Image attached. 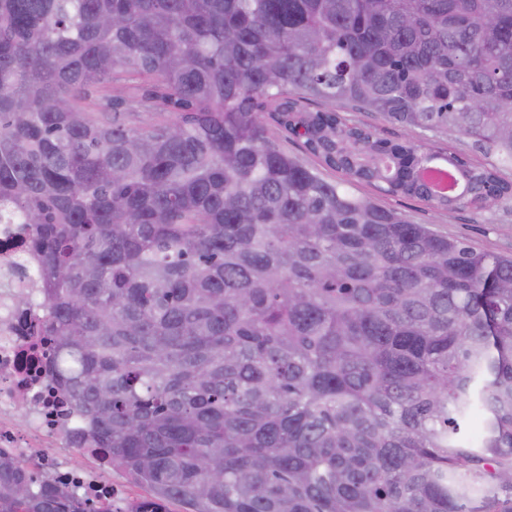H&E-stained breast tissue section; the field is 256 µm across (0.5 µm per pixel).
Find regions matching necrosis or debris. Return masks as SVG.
<instances>
[{"label":"necrosis or debris","mask_w":512,"mask_h":512,"mask_svg":"<svg viewBox=\"0 0 512 512\" xmlns=\"http://www.w3.org/2000/svg\"><path fill=\"white\" fill-rule=\"evenodd\" d=\"M35 266L24 225L0 223V450L25 460L40 450L50 479L91 500L103 491L122 499V490L104 477L105 459L91 467L73 461V449L88 444V422L74 411L44 355L49 339ZM22 297L23 307L17 304Z\"/></svg>","instance_id":"4bbe7bcc"}]
</instances>
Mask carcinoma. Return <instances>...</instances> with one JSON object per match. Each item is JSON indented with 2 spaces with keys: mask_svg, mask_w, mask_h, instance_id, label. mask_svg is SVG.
<instances>
[{
  "mask_svg": "<svg viewBox=\"0 0 512 512\" xmlns=\"http://www.w3.org/2000/svg\"><path fill=\"white\" fill-rule=\"evenodd\" d=\"M121 80L150 92L92 99ZM511 101L512 0H0V219L146 492L92 510L0 450V512H512V258L351 191L511 199ZM341 115H345L352 119L351 123H355L358 121H364L373 124L377 127V133L380 138L390 140L393 142L401 141L404 139V131L403 129L392 123L384 122V121H378L374 122L366 117H364L359 112H348V113H341ZM437 144L451 152L462 154L473 162H487L481 153L471 147V142L464 136L448 133V136L441 137Z\"/></svg>",
  "mask_w": 512,
  "mask_h": 512,
  "instance_id": "obj_1",
  "label": "carcinoma"
}]
</instances>
